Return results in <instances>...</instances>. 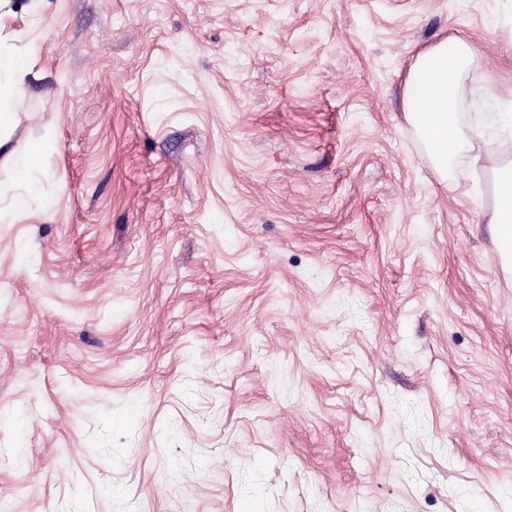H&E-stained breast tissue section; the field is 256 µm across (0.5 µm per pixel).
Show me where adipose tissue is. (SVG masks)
Segmentation results:
<instances>
[{"label":"adipose tissue","instance_id":"1","mask_svg":"<svg viewBox=\"0 0 512 512\" xmlns=\"http://www.w3.org/2000/svg\"><path fill=\"white\" fill-rule=\"evenodd\" d=\"M474 58L471 43L461 37L420 51L405 78L406 118L419 133L440 175L457 154L471 152L474 166L499 175L498 199L490 222L499 252L512 254V163L503 164L493 150H473L460 128L458 78ZM28 59L0 46V149L8 147L15 115L12 102L26 89Z\"/></svg>","mask_w":512,"mask_h":512}]
</instances>
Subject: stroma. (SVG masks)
<instances>
[{
    "label": "stroma",
    "mask_w": 512,
    "mask_h": 512,
    "mask_svg": "<svg viewBox=\"0 0 512 512\" xmlns=\"http://www.w3.org/2000/svg\"><path fill=\"white\" fill-rule=\"evenodd\" d=\"M457 37L512 160V0L0 5V512H512L497 181L405 118ZM30 72L26 57L0 46V149L3 152L8 150L9 132L15 121L12 101L25 92V80Z\"/></svg>",
    "instance_id": "35a3bbf8"
}]
</instances>
